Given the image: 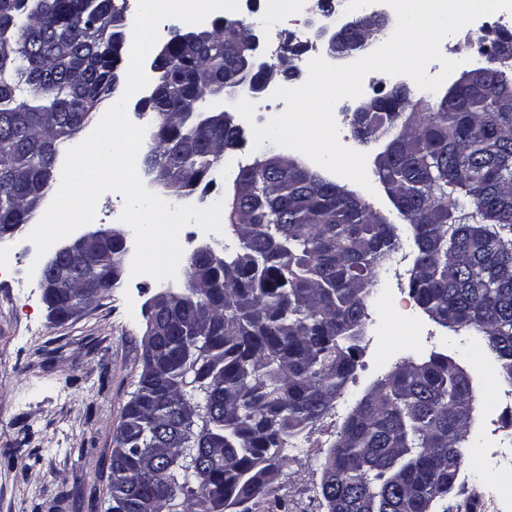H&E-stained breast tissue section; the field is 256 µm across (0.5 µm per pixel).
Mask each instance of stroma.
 I'll return each instance as SVG.
<instances>
[{
	"mask_svg": "<svg viewBox=\"0 0 512 512\" xmlns=\"http://www.w3.org/2000/svg\"><path fill=\"white\" fill-rule=\"evenodd\" d=\"M31 225L0 234V255L10 260L0 277V512H105L113 437L142 367L146 303L163 290L148 276L123 273L115 288L64 323L53 321L43 301L39 274L30 268L36 248ZM413 243L400 233L395 252L383 262L378 298L368 306L357 369L334 411L321 424L288 442L295 455L274 494L305 504L317 494L322 463L356 402L404 359L422 361L448 354L469 375L477 396L468 447L481 446L489 429L512 439V401L498 363L486 358L487 373L472 364L484 350L481 337L455 333L409 300ZM407 302L408 317L395 314ZM497 459L463 466L448 498L460 512L467 486L499 483Z\"/></svg>",
	"mask_w": 512,
	"mask_h": 512,
	"instance_id": "obj_1",
	"label": "stroma"
}]
</instances>
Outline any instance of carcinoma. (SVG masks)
I'll use <instances>...</instances> for the list:
<instances>
[{
	"mask_svg": "<svg viewBox=\"0 0 512 512\" xmlns=\"http://www.w3.org/2000/svg\"><path fill=\"white\" fill-rule=\"evenodd\" d=\"M126 0H0V232L28 223L50 187L60 145L77 138L121 78L112 38L127 34ZM350 27L327 52L365 49ZM484 81L463 78L441 98L410 89L352 113L355 138L386 137L373 175L412 242L409 290L438 325L478 333L512 385V30L476 37ZM145 109L155 132L144 170L176 198L204 184L211 143H244L200 105L262 75L250 47L219 34L192 44L174 30ZM211 76L197 86L193 71ZM411 107L399 112V103ZM224 223L232 259L187 258L167 311L145 308L142 369L114 438L106 512H256L292 461L288 439L323 421L358 365L368 302L397 225L306 165L239 168ZM118 241L52 295L59 320L115 287ZM476 395L444 353L404 360L346 417L322 464L325 512H434L465 459L466 409Z\"/></svg>",
	"mask_w": 512,
	"mask_h": 512,
	"instance_id": "cac0c4a2",
	"label": "carcinoma"
}]
</instances>
